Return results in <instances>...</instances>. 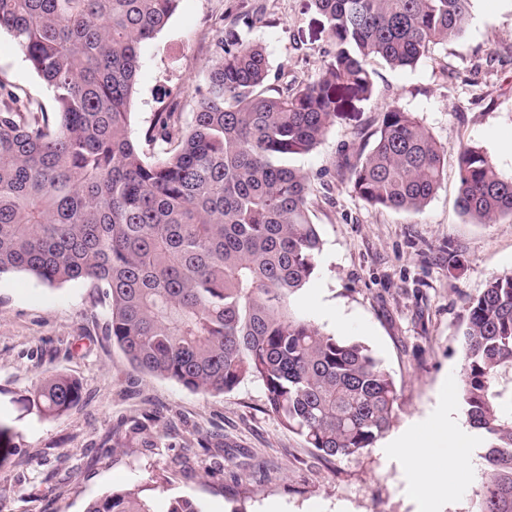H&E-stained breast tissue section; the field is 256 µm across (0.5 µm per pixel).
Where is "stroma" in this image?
<instances>
[{"label": "stroma", "instance_id": "1", "mask_svg": "<svg viewBox=\"0 0 512 512\" xmlns=\"http://www.w3.org/2000/svg\"><path fill=\"white\" fill-rule=\"evenodd\" d=\"M264 45L268 83L303 82L332 49L313 0H182L141 49L131 124L142 134L175 107L190 121L220 34ZM372 97L337 121L313 152L295 157L310 183L322 248L294 302L323 332L368 347L394 377L400 408L373 448L326 462L267 408L260 383L229 393L189 391L143 372L103 334L105 308L88 282L48 286L0 275V512H85L107 492L143 489L165 512L176 497L202 512H472L475 469L448 474L441 499L417 487V468L389 454L388 437L423 441L441 400L459 405L460 334L470 300L512 273V218L476 224L457 206L456 151L480 148L512 176V0H475L464 34L434 45L411 69L368 64ZM0 77L41 103L51 92L13 39L0 34ZM399 106L445 145L443 176L418 213L374 207L353 191L355 155L381 112ZM78 380L81 402L45 416L40 377ZM146 428L144 446L134 425Z\"/></svg>", "mask_w": 512, "mask_h": 512}]
</instances>
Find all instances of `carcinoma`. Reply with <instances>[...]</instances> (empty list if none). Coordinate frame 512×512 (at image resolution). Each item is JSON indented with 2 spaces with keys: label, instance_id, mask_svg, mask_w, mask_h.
I'll return each mask as SVG.
<instances>
[{
  "label": "carcinoma",
  "instance_id": "carcinoma-1",
  "mask_svg": "<svg viewBox=\"0 0 512 512\" xmlns=\"http://www.w3.org/2000/svg\"><path fill=\"white\" fill-rule=\"evenodd\" d=\"M181 0H0L9 34L52 93L51 108L0 80V275L48 286L84 280L107 310L104 335L136 368L203 394L252 380L268 408L326 460L371 448L399 409L392 375L359 342L326 334L291 302L317 267L308 177L339 108L373 90L368 61L413 68L460 37L474 0H315L333 50L309 82L268 85L262 45L217 40L191 121L159 112L144 142L131 102L142 46ZM346 161L366 203L422 211L447 148L392 106ZM458 207L477 224L512 217V176L473 147L457 151ZM460 399L483 441L474 512H512V273L469 303ZM45 414L79 404L81 384L36 386ZM86 512H156L140 489Z\"/></svg>",
  "mask_w": 512,
  "mask_h": 512
}]
</instances>
